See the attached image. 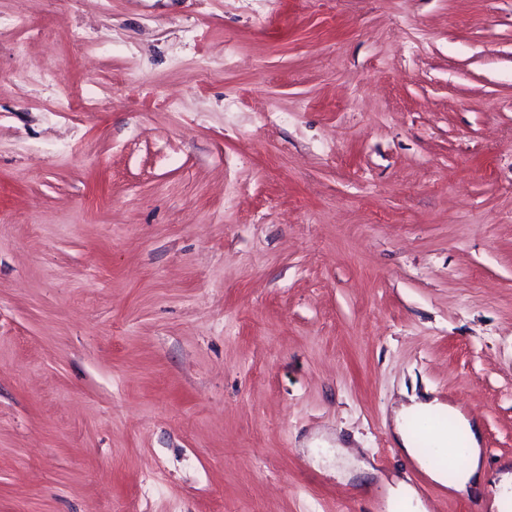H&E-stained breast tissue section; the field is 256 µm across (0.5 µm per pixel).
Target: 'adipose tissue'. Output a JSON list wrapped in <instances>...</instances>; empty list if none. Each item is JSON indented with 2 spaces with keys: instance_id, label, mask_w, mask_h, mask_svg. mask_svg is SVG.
<instances>
[{
  "instance_id": "adipose-tissue-1",
  "label": "adipose tissue",
  "mask_w": 512,
  "mask_h": 512,
  "mask_svg": "<svg viewBox=\"0 0 512 512\" xmlns=\"http://www.w3.org/2000/svg\"><path fill=\"white\" fill-rule=\"evenodd\" d=\"M446 415L451 417L460 428L467 440L466 448L454 456V469L438 468L431 470L430 475L439 484L454 482L459 489H480L484 481L483 452L480 447V431L476 424L456 406L435 400L412 401L403 407L395 417L394 430L399 448L410 458H417L418 452L407 432L408 423L418 417Z\"/></svg>"
}]
</instances>
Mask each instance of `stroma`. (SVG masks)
<instances>
[{
    "label": "stroma",
    "instance_id": "obj_1",
    "mask_svg": "<svg viewBox=\"0 0 512 512\" xmlns=\"http://www.w3.org/2000/svg\"><path fill=\"white\" fill-rule=\"evenodd\" d=\"M361 461L499 512L512 0H0V512H386ZM411 401L412 403L404 406L395 417L394 430L399 448L420 466H425L427 463L418 455L417 449L414 447V441L407 432V425L412 419L418 417L448 415L455 421L458 428L464 432L467 446L459 453L448 450V448H451L448 445V435L440 434L436 438V448H444L442 453L456 461L454 467L456 482L454 486L457 489L479 490L484 481V465L478 425L473 424L459 408L449 403H440L436 399L416 401L412 398Z\"/></svg>",
    "mask_w": 512,
    "mask_h": 512
}]
</instances>
